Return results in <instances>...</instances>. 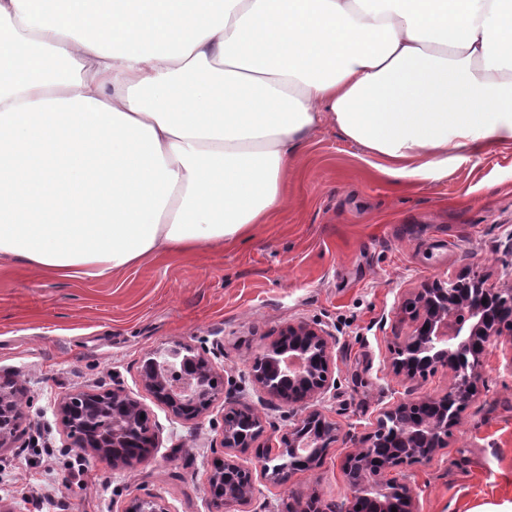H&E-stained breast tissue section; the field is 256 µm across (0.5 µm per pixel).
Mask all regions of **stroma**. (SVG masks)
Returning <instances> with one entry per match:
<instances>
[{
  "mask_svg": "<svg viewBox=\"0 0 512 512\" xmlns=\"http://www.w3.org/2000/svg\"><path fill=\"white\" fill-rule=\"evenodd\" d=\"M480 275L512 289V145L470 157L447 178L393 188L365 149L325 126L288 182V204L251 239L146 260L109 279H59L0 259V375L17 383L18 440L0 447V512H125L159 499L168 512H219L206 494L215 461L248 468L255 490L237 512H323L350 502L346 459L400 401L447 395L453 374L395 373L394 348L416 321L406 303L424 284ZM329 335L326 390L290 403L256 382L252 364L288 326ZM223 382L195 422L177 419L141 380L145 360L176 345ZM475 394L438 449L400 476L415 512H512V335L482 360ZM123 389L157 434L135 466L70 445L59 405L70 394ZM248 407L262 432L248 450L223 445L224 417ZM319 410L338 438L286 483L264 475L258 448L280 451L295 417Z\"/></svg>",
  "mask_w": 512,
  "mask_h": 512,
  "instance_id": "obj_1",
  "label": "stroma"
}]
</instances>
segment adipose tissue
Listing matches in <instances>:
<instances>
[{
	"label": "adipose tissue",
	"instance_id": "adipose-tissue-1",
	"mask_svg": "<svg viewBox=\"0 0 512 512\" xmlns=\"http://www.w3.org/2000/svg\"><path fill=\"white\" fill-rule=\"evenodd\" d=\"M0 0V258L233 246L324 125L395 187L512 143V0Z\"/></svg>",
	"mask_w": 512,
	"mask_h": 512
}]
</instances>
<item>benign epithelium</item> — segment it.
<instances>
[{
	"label": "benign epithelium",
	"instance_id": "1",
	"mask_svg": "<svg viewBox=\"0 0 512 512\" xmlns=\"http://www.w3.org/2000/svg\"><path fill=\"white\" fill-rule=\"evenodd\" d=\"M416 317L419 323L407 341L395 350L393 368L396 372L414 375L421 369L444 367L454 373L453 389L457 395L452 409H442L440 414L420 424L399 422L401 439L408 449L447 447L448 434L459 420L460 409L473 395L478 368L492 343L504 332L512 335V313L502 319L504 308L512 307V290L504 293L486 283L479 276H459L448 281H436L423 288L416 300ZM293 340L288 345L272 344L256 362L266 365L263 371L254 372L255 380L271 395L281 396L290 386H303L301 399L312 398L326 388L329 369V343L324 331L307 324L288 326ZM186 383L190 392L184 394L174 386L165 372H154L144 377L147 390L158 397L169 398L168 407L179 419L190 422L208 409L216 393L201 399L204 383L212 374L209 363L198 358L188 364ZM17 389L0 383V447L14 440L19 434L20 409ZM100 397L122 404V409L112 411V422L107 431L91 438L81 439L71 430V399L60 405L62 420L68 428L72 445L106 454L108 448H125L133 440L136 430V413L140 406L122 389L93 392ZM338 428L323 415L312 410L299 416L288 435L283 438L284 449L262 458V470L271 473L277 482L288 479L294 472L304 469L307 455L298 449L309 442L314 448H327L336 441ZM223 445L226 448L250 447V434L224 427ZM417 454L400 455L372 468L359 484L350 487L352 499L369 498L378 504V512H414V500L406 482L386 474L405 465L418 463ZM240 465L224 460V472L211 480L224 481V495L213 498L224 512L243 502L254 490L253 481L239 484L237 471Z\"/></svg>",
	"mask_w": 512,
	"mask_h": 512
}]
</instances>
